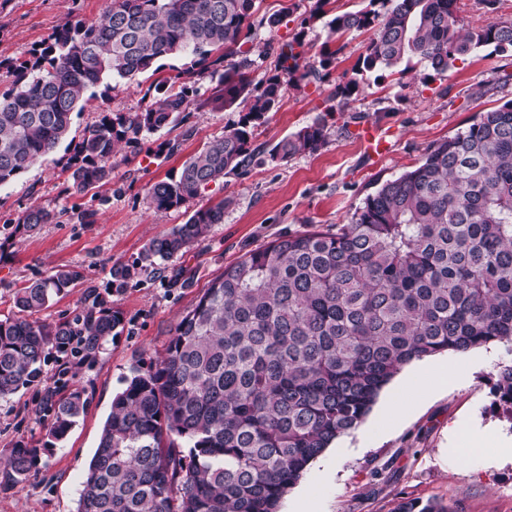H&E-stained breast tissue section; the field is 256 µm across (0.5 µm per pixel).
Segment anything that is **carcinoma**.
<instances>
[{
  "mask_svg": "<svg viewBox=\"0 0 512 512\" xmlns=\"http://www.w3.org/2000/svg\"><path fill=\"white\" fill-rule=\"evenodd\" d=\"M256 0H112L94 23L65 22L31 58L12 65L0 94V184L53 153L72 114L112 91L111 80L161 71L190 57L210 72L203 101L184 72L149 86L155 101L108 112L85 128L65 170V192L112 180V157L185 120L191 105L243 108L240 121L189 157L176 178L154 183L160 212L199 196L230 174H245L266 150L254 128L279 108L284 86L321 78L336 51L305 62L300 31L280 47L276 73L259 87L243 50ZM332 32H372L340 106L365 72L412 57L442 75L474 52L512 49V21L465 25L457 0H369L329 22ZM317 120L278 140L271 160L314 153L327 141ZM227 201L196 210L155 236L133 264L115 263L116 290L185 253L224 220ZM57 214L33 206L16 219L22 236ZM83 278L53 268L14 293L16 313L0 319V398L43 382L52 355L93 362L120 334L121 312L93 299L72 321L37 318ZM512 344V100L479 113L430 148L419 165L366 196L348 224L288 234L244 254L211 279L174 326L165 355L138 363L112 398L82 482L76 512H279L309 465L360 427L384 387L405 366L444 352ZM63 367L48 389L44 447L62 440L87 400L65 394ZM498 402L512 415V363L499 367ZM40 449L20 441L0 471V489L30 477ZM394 512H454L437 500L399 501Z\"/></svg>",
  "mask_w": 512,
  "mask_h": 512,
  "instance_id": "1",
  "label": "carcinoma"
}]
</instances>
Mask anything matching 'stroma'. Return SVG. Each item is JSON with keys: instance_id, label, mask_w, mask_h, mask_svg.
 Masks as SVG:
<instances>
[{"instance_id": "stroma-1", "label": "stroma", "mask_w": 512, "mask_h": 512, "mask_svg": "<svg viewBox=\"0 0 512 512\" xmlns=\"http://www.w3.org/2000/svg\"><path fill=\"white\" fill-rule=\"evenodd\" d=\"M313 4L257 0L249 76L253 85L263 83L275 71L280 45L302 29L313 46L326 43L336 49L328 75L299 91L285 88L279 110L253 132L254 144L267 146L321 119L330 135L319 151L275 162L257 157L247 174L228 175L179 208L155 211L148 187L178 173L184 161L240 119L238 109L205 106L192 110L185 122L123 148L112 160L111 181L87 193H66L69 174L61 148L0 186V319L14 314L16 288L65 265L82 267L85 280L50 301L41 319L75 318L90 291L125 318L123 333L104 345L92 365L71 366L66 375L67 389L84 390L89 404L53 448L43 446L47 423L38 417L47 398L43 386L0 399V459L20 441L41 448L31 477L0 491V512H76L113 395L137 360L164 355L178 319L225 266L281 235L350 223L380 184L418 164L430 147L467 127L476 114L512 100V50L481 51L434 78L415 58L406 70L368 74L360 95L346 112H338L336 88L353 77L369 35L339 36L327 19L308 22ZM111 5V0H0V60L6 63L0 69V93L14 80L9 62L30 58L65 22L100 21ZM272 17L278 25H269ZM151 82L146 74L115 81L110 97L94 99L74 115L69 140L79 142L84 129L105 113L145 108ZM362 125L387 131L384 156L359 142ZM223 198L228 201L224 220L212 225L203 240L169 262L167 270L139 275L122 292H113L109 269L114 262L132 263L151 238ZM32 205L62 217L32 235L16 236L15 220ZM72 208L96 210V223L71 219ZM179 267L189 271L192 287H169L170 272ZM442 361L464 363L463 377L436 386L429 368ZM510 362L512 346L492 344L405 366L389 387L399 390L406 416L378 426L386 402L378 397L364 424L310 465L280 512H393L403 498L439 500L458 512H512V461L499 452L502 441L512 438V414L498 406L493 394L499 366Z\"/></svg>"}]
</instances>
